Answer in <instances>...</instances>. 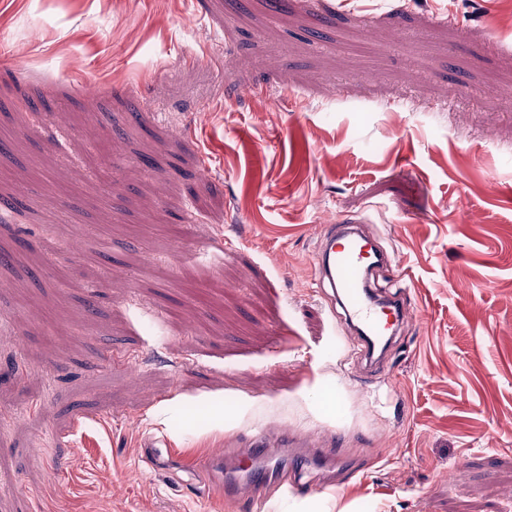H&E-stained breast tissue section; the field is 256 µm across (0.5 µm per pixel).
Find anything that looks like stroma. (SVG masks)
<instances>
[{"label": "stroma", "mask_w": 512, "mask_h": 512, "mask_svg": "<svg viewBox=\"0 0 512 512\" xmlns=\"http://www.w3.org/2000/svg\"><path fill=\"white\" fill-rule=\"evenodd\" d=\"M0 140V512H227L144 445L272 420L366 472L268 512H512V0H0ZM335 221L424 315L396 389ZM321 225L320 244L317 252L318 271L328 280L332 288V303L336 295L347 309L349 319L357 325L363 340L365 357L371 361L374 350H378L368 340L369 337L391 338L407 316V310L401 304L395 308L378 304L363 291V281L367 270L365 244L372 241L364 232L354 233L353 224ZM363 242L365 244H363ZM355 320V322L353 321ZM164 441L152 440L144 448V458L146 463L155 470L168 469L172 466L173 458L169 448H161Z\"/></svg>", "instance_id": "obj_1"}]
</instances>
